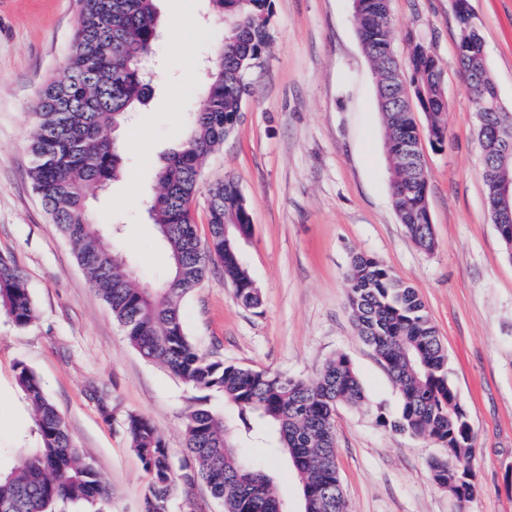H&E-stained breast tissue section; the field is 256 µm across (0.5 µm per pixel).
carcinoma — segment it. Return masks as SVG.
Listing matches in <instances>:
<instances>
[{
  "label": "carcinoma",
  "mask_w": 512,
  "mask_h": 512,
  "mask_svg": "<svg viewBox=\"0 0 512 512\" xmlns=\"http://www.w3.org/2000/svg\"><path fill=\"white\" fill-rule=\"evenodd\" d=\"M78 27L62 76L41 93L30 144L29 175L77 262L121 325L129 343L146 359L164 367L199 391L216 390L237 410V422L203 404L185 416L186 448L224 512H277L281 500L271 477L249 462L235 446L234 433L263 427L272 455L288 458L297 479L303 512H341V480L336 463L334 412L337 404L360 405L365 394L345 354L324 364L309 382L262 370L226 364L199 354L187 334L183 299L206 279L210 265L220 263L235 298L248 309L262 299L244 265L237 241L251 234L246 200L232 180L208 189L209 241L201 248L191 202L201 187L202 165L239 124L245 96L240 83L251 65L267 52L272 0H209L223 22L220 59L212 71L203 106L195 113L181 147L157 172L161 190L148 200V215L164 241L169 272L159 286L132 278L92 221L87 197L91 188L107 189L121 177L124 159L109 132L144 105L148 88L140 59L151 53L160 31L157 0H81ZM357 31L377 75V97H389L388 68L395 67L426 87L423 112L433 114L426 129L439 144L446 139L447 108L441 73L420 42H409L407 55L393 54V25L385 0H356ZM466 77L478 76L489 91L494 85L486 62L460 58ZM486 104L485 126L478 136L496 148L489 165L502 180L512 181V145L504 143L502 112ZM387 126V149L398 169L400 146L419 139L421 131L409 109L381 108ZM428 176L412 182L391 179L392 197L408 235L425 250L436 248L429 223ZM494 223L512 228V213L496 195L487 194ZM348 305L359 335L376 351L398 385L401 411L377 415L378 425L436 441L444 452L428 461L434 482L452 494L454 463L471 460L475 445L464 406L448 380L447 352L425 305L414 289L401 283L379 260L356 255L347 273ZM0 313L16 327H28L35 309L24 276L0 256ZM16 382L33 410L40 446L18 464L0 470V512H65V504L94 505L106 488L82 449L75 446L64 419L46 397L32 369L19 363ZM133 450L149 476L143 512H168L179 476L163 437L143 416L126 423Z\"/></svg>",
  "instance_id": "obj_1"
}]
</instances>
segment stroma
I'll list each match as a JSON object with an SVG mask.
<instances>
[{"label": "stroma", "mask_w": 512, "mask_h": 512, "mask_svg": "<svg viewBox=\"0 0 512 512\" xmlns=\"http://www.w3.org/2000/svg\"><path fill=\"white\" fill-rule=\"evenodd\" d=\"M489 74L512 111V0H470ZM177 14L179 43L162 37L157 77L145 105L114 137L126 170L108 191L89 195L100 224H117L116 252L144 282H158L167 255L144 210L158 189L157 168L177 150L202 104L222 24L208 0H160ZM80 0H0V256L23 272L35 319L24 329L0 315V468L13 448H35L32 409L16 382L25 363L40 379L75 444L99 473L108 498L101 512H142L148 477L130 446L129 416L147 418L163 436L173 469L193 470L185 414L199 391L144 358L128 342L107 304L77 264L71 245L47 214L29 178L33 112L42 90L63 73ZM394 49L420 39L438 62L447 99L443 146L423 144L428 200L437 242L420 248L401 224L392 198L385 129L375 75L352 0H273L270 47L251 75L235 132L208 156L192 204L200 242L209 239L207 185L233 179L253 232L241 240L245 265L262 305L235 299L222 266L188 295L182 314L197 350L228 363L316 380L336 354L352 361L364 405L336 408L337 465L349 512H512V259L488 208L475 105L457 62L458 28L451 0H390ZM197 81L179 97L188 68ZM145 144L130 145L128 128ZM376 258L416 290L448 354V380L467 411L481 486L459 503L432 480L433 440L381 427L396 415L397 385L358 334L347 304L353 254ZM288 512H301L286 458L260 437L243 441ZM169 512H223L202 480L180 483Z\"/></svg>", "instance_id": "1"}]
</instances>
